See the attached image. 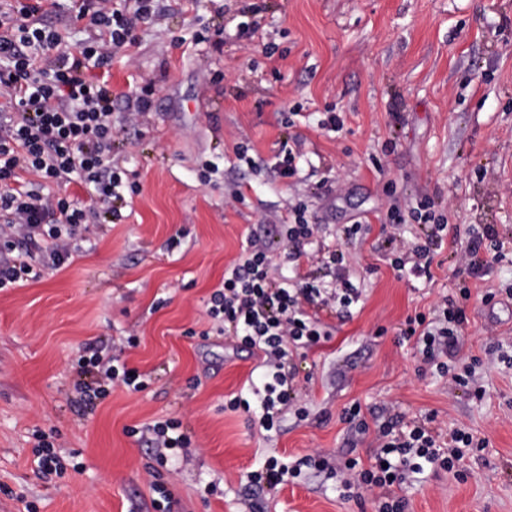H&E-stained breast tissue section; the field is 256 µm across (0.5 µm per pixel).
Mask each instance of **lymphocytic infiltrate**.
Wrapping results in <instances>:
<instances>
[{
	"mask_svg": "<svg viewBox=\"0 0 512 512\" xmlns=\"http://www.w3.org/2000/svg\"><path fill=\"white\" fill-rule=\"evenodd\" d=\"M72 17L86 33L69 44L61 32L44 24L60 10V0H0V247L12 254L0 263V288L34 281L44 269L70 265L79 249L74 239L88 230L98 214L120 219L118 202L139 191L112 155V86L100 71L152 23L160 0H73ZM36 174L54 185L43 195L22 185V173ZM83 185L90 197L82 202L68 191ZM282 249L271 254L255 238H248L239 261L224 273V283L210 297L208 316L239 348L262 355L260 372L246 394L229 407L254 414L259 426L273 430L285 407L294 405L295 375L290 360L298 349H309L330 339L317 312L340 311L351 316L361 300L359 283L346 270L342 249L328 254L336 280L322 285L282 272L285 264L306 255L319 225L307 217L301 202L289 203ZM386 241L396 254L391 263L398 279H431L435 247L466 238L461 256L468 274L482 272L490 227L461 230L427 203L386 214ZM417 224L413 240L401 236L403 226ZM460 303L441 307L438 317L418 314L408 318L401 334L415 338L424 363L452 386L475 382L476 357L461 354L460 328L467 315L463 302L469 287L459 289ZM78 363L89 379L80 383V401L91 404L109 395L114 383L139 391L146 382L141 373L116 364L114 356L99 350L80 356ZM359 405L343 412L359 434L374 432L377 442L370 467L348 458L331 466L325 454L307 458L306 465L333 468L344 498L371 501L374 512H405L403 486L409 475L431 468L451 470L466 450L481 442L460 430L443 432L435 414L407 419L395 407L385 408L381 423L369 427Z\"/></svg>",
	"mask_w": 512,
	"mask_h": 512,
	"instance_id": "f902f5d3",
	"label": "lymphocytic infiltrate"
}]
</instances>
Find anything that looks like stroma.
Returning a JSON list of instances; mask_svg holds the SVG:
<instances>
[{
  "label": "stroma",
  "mask_w": 512,
  "mask_h": 512,
  "mask_svg": "<svg viewBox=\"0 0 512 512\" xmlns=\"http://www.w3.org/2000/svg\"><path fill=\"white\" fill-rule=\"evenodd\" d=\"M113 64L112 142L140 187L117 223H101L74 263L0 289V512H248V475L267 454L284 463L319 452L369 467L373 435L355 434L344 408L392 405L436 413L486 446L452 471L405 488L407 512H512V0H163L156 20ZM153 84L142 125L123 121L124 94ZM333 112L339 131L319 127ZM303 138L295 178L271 170ZM247 147V161L235 156ZM218 165L201 181L205 163ZM292 199L320 224L319 248H341L363 285L348 318L324 312L329 341L298 351V407L277 430L228 409L257 356L234 353L207 303L241 245L258 234L280 250ZM432 209L461 226H490L507 258L468 279L463 353L482 358L475 399L426 370L401 331L433 314L460 283L451 244L430 280L397 279L381 232L392 201ZM370 227L345 239L346 225ZM136 346H128V337ZM117 348L148 376L140 392L75 402L87 345ZM178 419L189 448L157 467L133 427ZM55 436L61 474H37L38 433ZM261 512H372L343 499L314 469L262 493Z\"/></svg>",
  "instance_id": "35a3bbf8"
}]
</instances>
